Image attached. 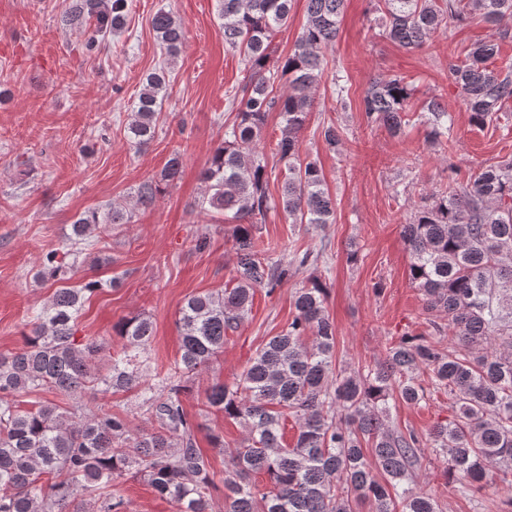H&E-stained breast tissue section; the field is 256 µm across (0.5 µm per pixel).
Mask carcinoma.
<instances>
[{"label": "carcinoma", "instance_id": "carcinoma-1", "mask_svg": "<svg viewBox=\"0 0 512 512\" xmlns=\"http://www.w3.org/2000/svg\"><path fill=\"white\" fill-rule=\"evenodd\" d=\"M224 43L238 51L249 82L230 96L232 123L202 173L206 184L200 211L234 224L233 286L189 296L179 310L180 358L156 383L144 379L146 346L153 323L143 314L120 322L122 340L106 372L91 363L100 347L76 337L86 296L102 284L87 281L57 289L38 308L24 345L0 355V512H126L112 485L145 480L175 512H211L217 490L208 457L199 448L201 424L184 410L182 397L194 376L224 350L251 309L256 291L271 293L288 280L290 264L260 247L258 224L281 210L293 224H331L335 202L322 168L302 156L300 132L312 112L314 93L336 43L345 0H306V20L293 49L269 65L272 39L288 25L291 0H216ZM128 0H68L62 29L86 35L87 53H99L112 32L127 24ZM382 34L413 50L440 33L450 20L472 18L497 27L512 18V0H378ZM151 26L173 58L184 40L182 23L158 10ZM493 44H479L462 61L448 62V79L483 126L499 119L512 99V67L491 69ZM169 71L149 74L126 128L130 146H148L157 136V117ZM414 88L401 76L377 78L364 91L368 121L394 136L409 125ZM332 94L350 107L340 76ZM281 118L274 157L282 165L281 190L269 193L268 160L258 141L269 113ZM420 118L427 137L438 143L452 116L435 98ZM180 155L172 156L160 180L141 184L136 205L155 203L161 185L180 176ZM132 212L112 206L104 218L88 211L72 224L70 248L48 252L38 272L43 280L69 281L71 255L93 246L100 223L129 224ZM402 236L411 255L409 278L425 309L435 315L425 335L405 333L382 360L352 372L336 369V327L327 312V288L314 280L293 296L294 315L286 330L256 351L233 383L213 382L204 395L207 411L239 422L246 436L224 458V512H439L429 494L409 487L428 455L443 463L444 476L481 485L489 473L502 484L503 512H512V159L489 165L461 181L421 197ZM435 391L454 400L455 417L423 437L390 425V403L425 400L420 373ZM48 389L71 401L68 409L50 401L23 410L17 394ZM136 389L148 428L133 426L128 411L98 402L109 393ZM293 416L297 435L284 442ZM266 476L260 488L254 477Z\"/></svg>", "mask_w": 512, "mask_h": 512}]
</instances>
